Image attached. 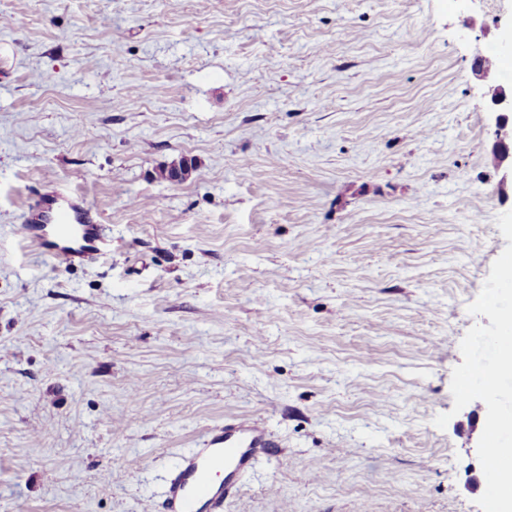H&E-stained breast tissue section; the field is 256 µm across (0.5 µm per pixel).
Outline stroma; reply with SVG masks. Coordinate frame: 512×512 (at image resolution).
<instances>
[{"mask_svg": "<svg viewBox=\"0 0 512 512\" xmlns=\"http://www.w3.org/2000/svg\"><path fill=\"white\" fill-rule=\"evenodd\" d=\"M509 28L512 0H0V512H152L230 417L278 446L224 512H481L487 408L450 384L512 211L475 66ZM36 189L94 209L104 264L17 234Z\"/></svg>", "mask_w": 512, "mask_h": 512, "instance_id": "obj_1", "label": "stroma"}]
</instances>
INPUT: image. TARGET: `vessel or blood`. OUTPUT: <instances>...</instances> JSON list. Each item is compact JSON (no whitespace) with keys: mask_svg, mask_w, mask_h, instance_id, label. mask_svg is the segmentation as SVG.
<instances>
[{"mask_svg":"<svg viewBox=\"0 0 512 512\" xmlns=\"http://www.w3.org/2000/svg\"><path fill=\"white\" fill-rule=\"evenodd\" d=\"M17 232L65 266L96 265L106 258L100 226L89 206L64 196L37 195ZM274 446L271 433L257 420L227 421L211 428L203 447L183 456L170 476L164 512H224L225 501L239 494L246 474Z\"/></svg>","mask_w":512,"mask_h":512,"instance_id":"b4317fda","label":"vessel or blood"}]
</instances>
